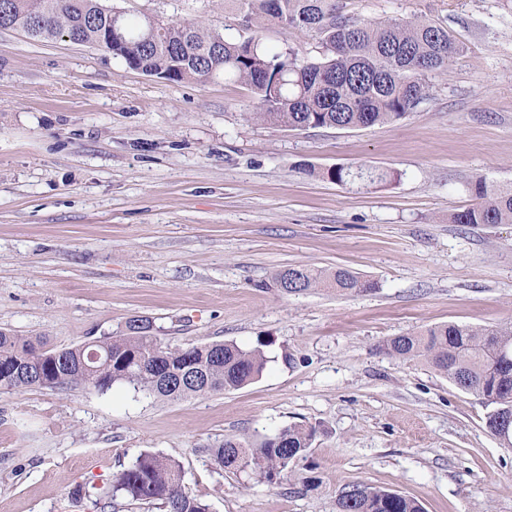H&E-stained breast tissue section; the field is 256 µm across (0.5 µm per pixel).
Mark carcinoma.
<instances>
[{"mask_svg":"<svg viewBox=\"0 0 512 512\" xmlns=\"http://www.w3.org/2000/svg\"><path fill=\"white\" fill-rule=\"evenodd\" d=\"M249 36L233 40L194 20L171 21L157 32L145 20L119 15L111 25L101 0H0V29L24 30L32 39L66 38L100 46L105 33L116 36L105 50L146 75L173 82H207L224 77L251 92L248 118L290 129L361 128L396 122L428 99L430 78L445 75L462 46L444 26L428 20L373 21L344 14L339 0H229ZM276 24L316 36L322 51L301 56L288 48L266 49L258 29ZM473 203L453 214L454 224H511L512 185L494 186L479 177L471 182ZM279 288L299 293L310 288L366 291L373 282L338 267L315 272L290 266L275 274ZM270 342L252 348L233 342L158 345L151 321L140 317L120 336L95 339L101 359L90 370L84 344L49 349L41 336L0 330V389H77L105 392L115 383L166 400H181L238 390L263 373ZM389 354L422 359L458 389L482 397L486 428L495 438L512 440V421H498L500 409L512 408V324L495 328L444 323L387 341ZM197 375V383L169 387L166 377ZM314 427L289 425L272 436H232L211 450L213 461L228 472L249 470L274 482L303 458L314 441ZM337 499L338 512H424L422 504L395 491L358 484ZM100 509L118 498L161 502L164 512H209L182 485L176 461L152 452L112 476L97 493Z\"/></svg>","mask_w":512,"mask_h":512,"instance_id":"carcinoma-1","label":"carcinoma"}]
</instances>
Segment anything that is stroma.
<instances>
[{"mask_svg":"<svg viewBox=\"0 0 512 512\" xmlns=\"http://www.w3.org/2000/svg\"><path fill=\"white\" fill-rule=\"evenodd\" d=\"M198 19L234 39L224 0H103ZM428 19L463 45L395 123L289 130L247 119V88L169 82L64 40L0 30V329L61 349L149 318L162 343L270 341L262 375L178 401L124 385L0 390V512H98L99 485L144 451L179 462L211 512H336L355 483L424 512H512V448L486 409L387 340L512 322V224H454L483 177L512 183V0H340ZM344 166L387 173L360 187ZM343 266L374 289L287 294L277 270ZM319 426L268 483L215 465L232 435Z\"/></svg>","mask_w":512,"mask_h":512,"instance_id":"stroma-1","label":"stroma"}]
</instances>
